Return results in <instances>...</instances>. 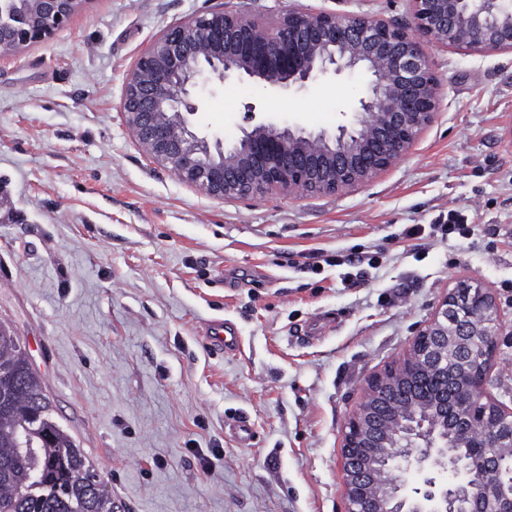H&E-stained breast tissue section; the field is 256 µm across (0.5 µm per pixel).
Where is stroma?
I'll return each instance as SVG.
<instances>
[{
    "label": "stroma",
    "instance_id": "35a3bbf8",
    "mask_svg": "<svg viewBox=\"0 0 512 512\" xmlns=\"http://www.w3.org/2000/svg\"><path fill=\"white\" fill-rule=\"evenodd\" d=\"M223 6L412 21L408 0H86L0 59V325L125 512H345V423L457 281L495 297L488 389L512 407V53L426 45L439 112L372 182L222 200L151 163L120 107L162 29ZM365 85L214 78L192 128L228 143L260 121L332 131ZM456 207L465 234L408 236ZM216 318L236 349L206 345Z\"/></svg>",
    "mask_w": 512,
    "mask_h": 512
}]
</instances>
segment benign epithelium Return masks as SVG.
I'll return each instance as SVG.
<instances>
[{
	"instance_id": "obj_1",
	"label": "benign epithelium",
	"mask_w": 512,
	"mask_h": 512,
	"mask_svg": "<svg viewBox=\"0 0 512 512\" xmlns=\"http://www.w3.org/2000/svg\"><path fill=\"white\" fill-rule=\"evenodd\" d=\"M85 0H0V58L50 38ZM413 26L289 10L266 22L219 9L163 29L137 57L121 112L151 162L209 197L336 195L363 186L432 125L439 84L424 50L512 52V0H409ZM370 81L333 133L259 122L232 145L200 137V84L248 77L272 90L329 74ZM500 316L460 280L408 348L372 375L341 446L345 512H512V408L486 390ZM400 436L390 446L389 432ZM463 452L448 455V436Z\"/></svg>"
}]
</instances>
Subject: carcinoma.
<instances>
[{
    "instance_id": "cac0c4a2",
    "label": "carcinoma",
    "mask_w": 512,
    "mask_h": 512,
    "mask_svg": "<svg viewBox=\"0 0 512 512\" xmlns=\"http://www.w3.org/2000/svg\"><path fill=\"white\" fill-rule=\"evenodd\" d=\"M0 512H116L112 497L83 450L58 424L23 445L31 417L51 418L44 381L31 367L21 339L0 326Z\"/></svg>"
}]
</instances>
